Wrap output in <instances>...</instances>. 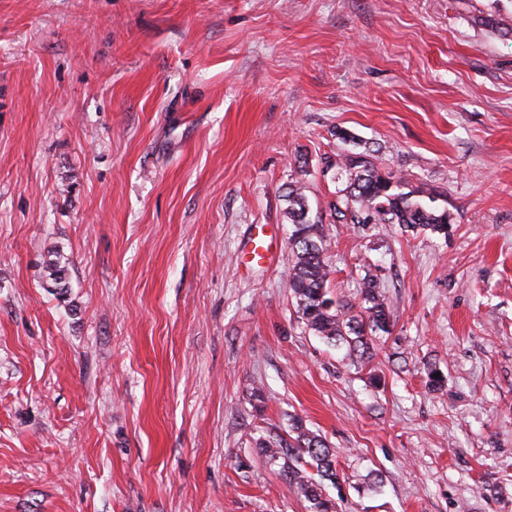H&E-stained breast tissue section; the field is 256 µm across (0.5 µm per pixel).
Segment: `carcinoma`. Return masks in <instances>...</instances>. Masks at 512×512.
Segmentation results:
<instances>
[{
  "mask_svg": "<svg viewBox=\"0 0 512 512\" xmlns=\"http://www.w3.org/2000/svg\"><path fill=\"white\" fill-rule=\"evenodd\" d=\"M336 167L345 177V187L330 205L337 220L393 224L404 232L448 236V211L422 203L412 191H401L402 181L382 171L369 154L345 155ZM285 201L292 250L288 288L298 318L326 343L347 347L351 356L371 359L375 339L392 333L391 314L379 291L377 275L363 268L359 311H354L352 303L333 297L328 288L329 243L322 225L310 217L305 186L289 184ZM288 427L284 433L258 439L257 447L270 461L281 463L283 475L311 503L313 512H337L335 501L325 494L326 484L339 485L335 453L319 435L304 429L301 419L289 417Z\"/></svg>",
  "mask_w": 512,
  "mask_h": 512,
  "instance_id": "carcinoma-1",
  "label": "carcinoma"
}]
</instances>
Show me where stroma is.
<instances>
[{"instance_id": "stroma-1", "label": "stroma", "mask_w": 512, "mask_h": 512, "mask_svg": "<svg viewBox=\"0 0 512 512\" xmlns=\"http://www.w3.org/2000/svg\"><path fill=\"white\" fill-rule=\"evenodd\" d=\"M356 150L447 236L336 222ZM295 180L370 362L297 317ZM292 416L339 512H512V0H0V512H310ZM260 230L250 241V249L248 251L249 263L256 266H268L274 262L275 252L273 250L272 236L269 237L264 231V225L261 224ZM288 421V431L259 438L257 448L269 461L282 462L283 475L311 503L313 512H337L335 501L325 494L326 482L339 485L335 453L319 435L304 429L301 419L292 416ZM306 466L316 473H309Z\"/></svg>"}]
</instances>
